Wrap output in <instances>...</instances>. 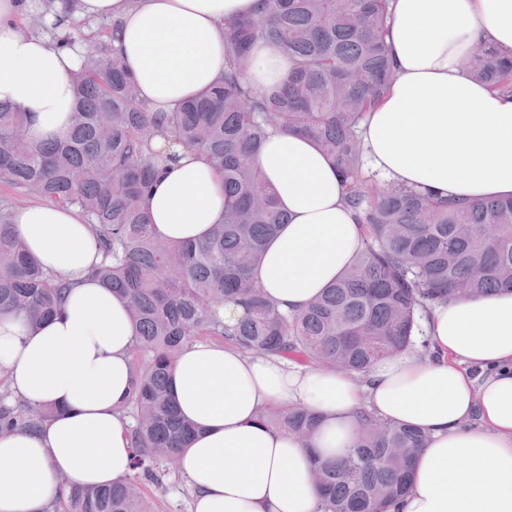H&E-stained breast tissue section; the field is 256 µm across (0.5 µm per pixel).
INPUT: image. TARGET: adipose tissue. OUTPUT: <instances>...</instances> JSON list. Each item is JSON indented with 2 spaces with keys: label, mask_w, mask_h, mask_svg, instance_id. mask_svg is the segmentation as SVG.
<instances>
[{
  "label": "adipose tissue",
  "mask_w": 512,
  "mask_h": 512,
  "mask_svg": "<svg viewBox=\"0 0 512 512\" xmlns=\"http://www.w3.org/2000/svg\"><path fill=\"white\" fill-rule=\"evenodd\" d=\"M386 34L395 77L368 114L369 166L420 193L512 197V93L461 67L481 47L512 56V0H390ZM258 0H0V101L28 112L33 143L66 136L71 76L82 40L60 41L80 20H109L151 111L168 112L224 76V25ZM41 12L47 32L24 30ZM289 62L256 47L244 71L254 89L283 81ZM255 164L287 212L251 278L284 311H299L352 264L361 228L342 178L310 139L269 131ZM159 238L205 237L224 216V188L203 160L179 152L147 200ZM17 234L48 272L70 284L61 313L39 327L0 315V375L13 396L52 408L41 431L0 437V512H43L67 474L107 486L132 472L129 416L136 334L126 299L92 269L101 255L88 224L53 202L13 213ZM432 355L383 360L356 375L196 341L168 375L179 412L197 428L179 455L192 512H317L311 458L354 446L359 413L427 436L397 512H512V293L457 298L423 321ZM302 407L317 423L302 440L263 419Z\"/></svg>",
  "instance_id": "ef3b65f1"
}]
</instances>
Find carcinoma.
Segmentation results:
<instances>
[{"label":"carcinoma","mask_w":512,"mask_h":512,"mask_svg":"<svg viewBox=\"0 0 512 512\" xmlns=\"http://www.w3.org/2000/svg\"><path fill=\"white\" fill-rule=\"evenodd\" d=\"M389 0H262L260 14L224 24V78L170 112H151L121 54L106 39L89 44L73 74L69 134L33 145L28 113L0 103V183L20 195L77 209L91 225L103 261L92 275L129 301L137 336L129 413L134 473L108 487L61 475L45 512H153L142 482L162 486L193 435L167 384L188 344L204 338L245 352L280 355L364 374L415 347L431 307L459 296L512 290V199L464 202L396 189L365 164L361 124L385 96L394 63L385 41ZM288 58L281 83H244L253 48ZM476 79L512 92V60L481 48L463 60ZM306 136L336 164L345 200L364 235L354 263L303 311L284 313L255 288L252 270L289 222L254 157L269 127ZM195 152L224 184V219L194 244L156 237L143 200L159 173L157 138ZM14 199L0 198V314L33 326L52 317L68 290L25 253L13 230ZM233 302L244 314L226 324ZM52 409L11 399L0 378V434L36 431ZM273 426L305 439L315 426L305 408H272ZM353 448L314 460L318 512H388L408 491L423 432L363 410Z\"/></svg>","instance_id":"1"}]
</instances>
